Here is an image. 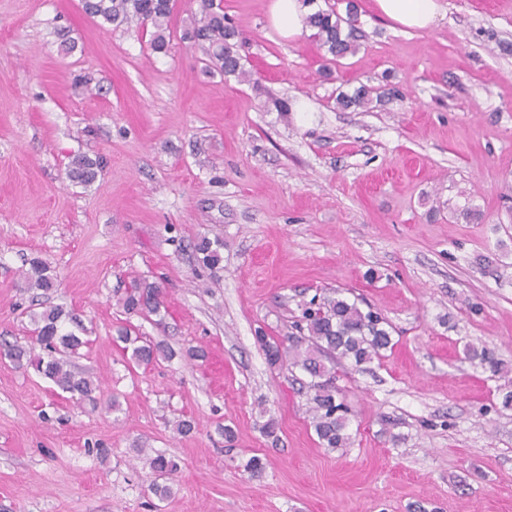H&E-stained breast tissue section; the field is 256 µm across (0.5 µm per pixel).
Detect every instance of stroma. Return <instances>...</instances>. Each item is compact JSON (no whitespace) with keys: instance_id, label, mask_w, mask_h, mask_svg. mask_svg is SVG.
Segmentation results:
<instances>
[{"instance_id":"35a3bbf8","label":"stroma","mask_w":512,"mask_h":512,"mask_svg":"<svg viewBox=\"0 0 512 512\" xmlns=\"http://www.w3.org/2000/svg\"><path fill=\"white\" fill-rule=\"evenodd\" d=\"M356 3L359 49L334 61L274 30L272 0H222L245 70L225 77L183 37L192 0L164 54L80 0H0V336L29 346L41 257L49 303L90 331L71 363L103 381L79 400L0 359V512H512V410L462 357L512 364V0H442L411 31ZM361 86L366 107H337ZM80 155L101 163L87 186L67 176ZM216 238L210 268L195 246ZM135 278L161 284L159 314L124 311ZM330 288L395 329L367 371L336 368V450L307 375L255 339L291 346L300 302ZM121 327L173 358L133 365ZM150 451L180 465L162 501ZM23 275L28 289L40 290L42 295H48L53 288H56L57 275L54 269L40 258L31 259Z\"/></svg>"}]
</instances>
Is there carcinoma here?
I'll return each mask as SVG.
<instances>
[{
	"instance_id": "1",
	"label": "carcinoma",
	"mask_w": 512,
	"mask_h": 512,
	"mask_svg": "<svg viewBox=\"0 0 512 512\" xmlns=\"http://www.w3.org/2000/svg\"><path fill=\"white\" fill-rule=\"evenodd\" d=\"M192 28L187 32L207 56L210 67L222 75H246L241 57L236 50L235 39L239 32L227 21L224 10L216 0H197ZM84 12L114 27L136 24L138 28L152 29L150 47L155 53H167L170 43V20L173 0H82ZM358 20L357 6L348 0L346 16L335 10L319 9L306 17V27L311 38L332 59H341L356 53L358 45L353 31ZM368 103V90L341 94L336 104L342 109L361 108ZM98 176L96 164L84 157H75L68 170L70 181L91 184ZM222 244L215 240H203L196 246L201 261L215 267L222 260ZM28 288L48 294L57 284L54 269L44 260L33 258L24 272ZM124 309L129 313L157 315L163 306L160 286L135 281L122 298ZM33 335L40 351L5 342L0 345V355L20 365L33 368L50 379L62 391L81 398L91 396L98 386L83 372L74 370L68 357L89 344L84 337L88 329L73 312L57 306H46L33 314ZM385 321L373 310L363 311L356 302L349 301L338 290L313 296L304 303L300 319L294 325L298 336L295 345L286 349L266 335L264 330L255 331V339L264 351L267 361L277 365L283 354L291 356V364L309 375L307 385L308 411L315 433L326 448H346L351 443L347 433L350 408L334 384L335 366L338 361H349L356 368L382 357V352L393 348L391 333L384 327ZM118 339L131 346L130 359L138 366L149 365L163 349L151 342L139 343L128 329L118 331ZM464 359L479 365L492 377L504 381L499 387L502 406L512 407V368L498 358L496 352L472 343L465 345ZM149 467L155 479L151 493L163 501L171 493L166 481L179 469L177 462L157 452L149 458Z\"/></svg>"
}]
</instances>
